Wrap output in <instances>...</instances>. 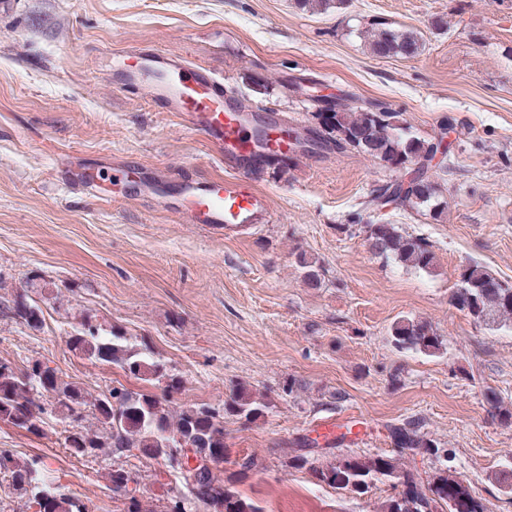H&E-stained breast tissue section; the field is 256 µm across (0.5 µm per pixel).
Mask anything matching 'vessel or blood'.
I'll return each instance as SVG.
<instances>
[{"label":"vessel or blood","instance_id":"b4317fda","mask_svg":"<svg viewBox=\"0 0 512 512\" xmlns=\"http://www.w3.org/2000/svg\"><path fill=\"white\" fill-rule=\"evenodd\" d=\"M112 67L120 87L147 90L155 104L178 113L190 129L204 134L228 168H238L257 152L281 157L297 153L286 124L273 120L257 129L251 127L234 104L233 90L206 68L140 46L114 54ZM113 178L121 185L143 184L147 195L161 203L173 202L189 223L215 230L231 232L272 219L266 197L231 178L206 175L158 185L128 167L115 168Z\"/></svg>","mask_w":512,"mask_h":512}]
</instances>
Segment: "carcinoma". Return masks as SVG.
<instances>
[{
  "label": "carcinoma",
  "mask_w": 512,
  "mask_h": 512,
  "mask_svg": "<svg viewBox=\"0 0 512 512\" xmlns=\"http://www.w3.org/2000/svg\"><path fill=\"white\" fill-rule=\"evenodd\" d=\"M370 52L379 58L414 56L421 49L419 38L411 31L397 30L384 23H375L368 30ZM381 127L384 134L371 142L351 138V134L367 123ZM303 151L315 149L340 151L352 147L366 157L398 171L408 162L426 157L434 142L411 136L395 112H373L371 109L342 108L326 117L323 125L307 132ZM399 204L411 209H425L437 219L444 213L446 202L440 199L437 183L426 178L421 184L399 197ZM370 249L385 259L407 266L427 269L434 254L423 238L405 237L393 224L368 225ZM50 283L34 275L26 279V292L16 295L13 315L31 328L42 324L43 311L38 301L29 296L34 292L45 295ZM456 308L475 322L485 325H505L512 322V286L497 279L486 267L475 262L461 273L453 293ZM81 329L68 337L72 350L100 363H118L127 373L140 378L153 376L165 383V399L145 393H133L122 387L93 399L85 390L62 380L55 369L35 362L24 370L0 360V421L22 428L29 433L42 431L44 408L40 398H51L52 411L63 421L73 424L65 438L70 454L92 457L100 448L122 453L133 448L148 458H164L177 467L184 487L208 512H261L251 499L240 495L233 481L220 478L213 468L192 469L186 462H177L174 453L185 446L224 462V415L214 408L201 406L171 412L168 402L182 388V380L163 372L160 364L145 353L133 350L122 342L123 336L113 332L100 333L85 315ZM397 347L424 354H434L443 346V339L425 321L403 319L392 327ZM264 404L245 391L224 403V410L236 413L250 423L263 414ZM91 409L96 428H86L81 421L86 409ZM392 442L400 454L439 458L443 449L420 433L417 423L409 421L390 430ZM293 465L309 467L319 479L334 489L357 496L369 492L374 481L385 478L394 482L395 493L386 498L378 512H425L430 497L441 504L442 512H488L482 498L476 496L463 476L448 468L433 475V486L427 488L417 475L402 470L398 459L385 454H349L317 465V460L297 456ZM0 471L8 474L16 494L28 498L38 512H86L84 504L56 491L32 463H21L6 449H0ZM114 495L135 500V489L128 471L121 467L109 472Z\"/></svg>",
  "instance_id": "carcinoma-1"
}]
</instances>
